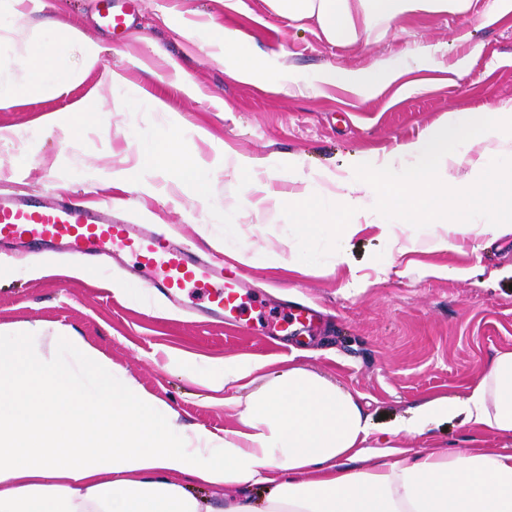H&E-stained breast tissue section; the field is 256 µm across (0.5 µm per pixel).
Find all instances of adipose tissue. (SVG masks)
<instances>
[{
	"instance_id": "obj_1",
	"label": "adipose tissue",
	"mask_w": 512,
	"mask_h": 512,
	"mask_svg": "<svg viewBox=\"0 0 512 512\" xmlns=\"http://www.w3.org/2000/svg\"><path fill=\"white\" fill-rule=\"evenodd\" d=\"M277 15L315 21L323 37L361 43L394 20L466 15L471 0H265ZM217 63L245 84L272 71L240 32L220 34ZM401 66L321 79L365 99L404 75ZM276 79V78H273ZM280 91L290 81L276 79ZM42 328L0 345V512H512V454L431 449L392 458L351 392L294 359L240 394L250 368L225 363L213 388L234 390L237 422L223 435L192 428L83 336L60 331L41 351ZM74 356L57 360L55 350ZM92 376L86 385L84 376ZM448 413L473 431L512 442V350L499 353L470 393L418 404L404 425L425 434ZM267 488L262 501L252 488ZM241 498L222 506L224 490Z\"/></svg>"
}]
</instances>
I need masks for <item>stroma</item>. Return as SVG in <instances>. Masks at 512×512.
Listing matches in <instances>:
<instances>
[{
	"label": "stroma",
	"mask_w": 512,
	"mask_h": 512,
	"mask_svg": "<svg viewBox=\"0 0 512 512\" xmlns=\"http://www.w3.org/2000/svg\"><path fill=\"white\" fill-rule=\"evenodd\" d=\"M491 0H472L467 15H422L393 21L384 38L369 45L330 43L317 24L304 25L270 12L264 0H242L229 12L223 0H0L14 11L11 29L0 31V78L20 80L46 57L76 66L79 52L56 24L78 31L102 49L101 67L88 71L68 92L31 88L0 108V186L30 195L55 192L92 204L112 202L133 224H148L190 245L203 259L223 258L225 273L243 280L250 297L236 321H200L204 304L185 292L184 310L166 309L150 296L144 279L122 273L111 258L66 262L56 255L16 244L0 255V325H41L45 335L69 328L106 353L145 389L176 406L185 424L223 434L236 423L225 394L206 382L225 360L246 358L273 374V358L302 354L304 364L362 396L376 439L395 432L397 446L414 451L443 444L470 447L471 428L462 418H442L428 434L409 435L400 425L423 399L466 396L472 382L498 352L512 350V235L453 234L444 251L430 249L434 228L405 226L410 251L390 260L376 228H364L351 242L347 262L327 259L301 271L268 269V253L290 255L288 222L281 207L266 203L242 218L245 243L254 259L245 266L223 257L207 237H219L212 209L233 211L254 199L251 187L231 176L212 177L213 199L198 202L157 172H143L145 155L126 134L148 124L167 125L178 113L206 130L193 151L204 163L223 155L300 158L296 181H269L280 196L303 189L318 171H341L368 162L398 143L417 139L452 112L488 108L512 111V9L485 21ZM125 23L106 27L105 7ZM199 26L195 39L185 24ZM240 31L271 66L297 78L290 93L244 84L211 56L221 30ZM430 46L434 66L410 70L398 85L359 100L342 88L318 82L327 66L368 70L404 60L417 45ZM120 72L147 95L165 100L169 113H131L101 76L102 67ZM195 95L181 87L182 76ZM83 101L89 118L78 141L58 127L38 136L30 130L41 116ZM142 174L147 187L128 189L119 169ZM449 268L428 277L421 268ZM363 280L360 288L352 280ZM290 302L318 313L304 328L307 343L281 331Z\"/></svg>",
	"instance_id": "obj_1"
}]
</instances>
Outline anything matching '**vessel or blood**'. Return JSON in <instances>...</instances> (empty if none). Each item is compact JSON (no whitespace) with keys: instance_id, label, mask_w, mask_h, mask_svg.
Segmentation results:
<instances>
[{"instance_id":"obj_1","label":"vessel or blood","mask_w":512,"mask_h":512,"mask_svg":"<svg viewBox=\"0 0 512 512\" xmlns=\"http://www.w3.org/2000/svg\"><path fill=\"white\" fill-rule=\"evenodd\" d=\"M23 240L79 258L130 255L135 270L156 272L151 286L157 294L176 305L186 288H194L207 300L206 316L214 319L238 318L244 306L239 280L225 277L189 247L113 218L108 207L82 206L50 194L37 200L0 193V246Z\"/></svg>"}]
</instances>
